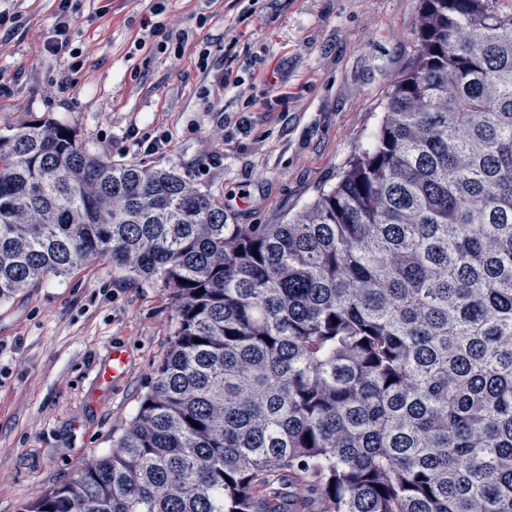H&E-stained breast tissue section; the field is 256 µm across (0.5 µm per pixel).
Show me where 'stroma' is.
I'll return each mask as SVG.
<instances>
[{
  "instance_id": "35a3bbf8",
  "label": "stroma",
  "mask_w": 512,
  "mask_h": 512,
  "mask_svg": "<svg viewBox=\"0 0 512 512\" xmlns=\"http://www.w3.org/2000/svg\"><path fill=\"white\" fill-rule=\"evenodd\" d=\"M420 0H77L71 45L43 43L54 0H0L20 28L0 43V133L45 118L115 162L172 168L223 200L232 224H281L335 185L376 131L394 80L416 60ZM161 35L145 37L153 23ZM184 32L185 45L165 32ZM209 54L200 67V51ZM239 79L225 85V72ZM169 144L147 154L143 135ZM163 288L102 262L0 304V512L70 481L128 428L166 352ZM121 381L96 372L113 345ZM128 364L129 356L125 347L114 345L107 364L97 372L100 386H108L111 383L113 385L117 380L123 378Z\"/></svg>"
}]
</instances>
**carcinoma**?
Masks as SVG:
<instances>
[{
  "instance_id": "cac0c4a2",
  "label": "carcinoma",
  "mask_w": 512,
  "mask_h": 512,
  "mask_svg": "<svg viewBox=\"0 0 512 512\" xmlns=\"http://www.w3.org/2000/svg\"><path fill=\"white\" fill-rule=\"evenodd\" d=\"M416 35L282 224L54 119L0 133V304L109 261L174 312L126 431L24 512H512V0H420Z\"/></svg>"
}]
</instances>
